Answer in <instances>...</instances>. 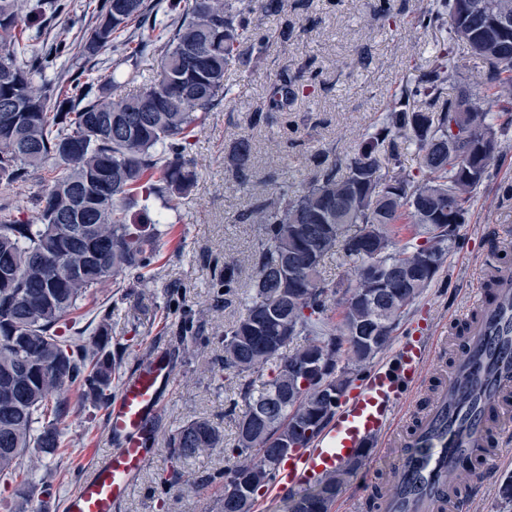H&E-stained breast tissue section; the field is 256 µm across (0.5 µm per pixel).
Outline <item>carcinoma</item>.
<instances>
[{
	"instance_id": "1",
	"label": "carcinoma",
	"mask_w": 512,
	"mask_h": 512,
	"mask_svg": "<svg viewBox=\"0 0 512 512\" xmlns=\"http://www.w3.org/2000/svg\"><path fill=\"white\" fill-rule=\"evenodd\" d=\"M473 2L479 8L465 14L459 0H437L418 21L446 28L453 44L482 61L489 95L463 91L441 99L458 76L453 50L442 45L433 67L402 87L397 106L357 150L316 153L305 183L279 189L246 214L262 229L256 271L241 315L224 326V371L240 379L245 410L230 448L220 427L204 418L172 434L168 486L184 483L180 463L222 447L235 463L217 478L253 490L222 496L218 512H253L289 448L315 439L436 280L458 229L448 212L468 214L496 158L500 114L512 112V36L495 29L499 18L512 19V0ZM285 3L97 0L80 39L38 49L32 29L19 26L25 0H0V184L19 187L49 163L59 169L35 199L36 217L0 204V476L16 480L15 496H32L34 461L59 455L67 391L75 386L84 402L105 408L121 366L112 352L111 312H103L89 344L82 333L59 328L107 283L119 288L130 274L155 279L159 226L168 219L160 211L136 223L130 211L145 212L156 198L173 211L190 197L195 129L226 101V74L241 61L240 43L257 54L267 47L251 14L277 13ZM67 7L66 0H38L32 11L49 19ZM149 19L163 38L149 86L111 98L117 85L138 81L137 69L119 71L126 57L112 63L106 79L86 68L63 78L67 64L97 59L118 47L121 32ZM304 77L302 67L282 70L269 108L287 107ZM404 143L417 148L414 173L401 165ZM251 153V141L241 138L224 162L242 174ZM71 214L73 223L55 222ZM402 220L422 242L397 244ZM425 251L436 264L429 278L418 272ZM336 253L354 282L323 276L325 258ZM370 262L392 270L397 283L373 287L365 275ZM364 461H349L292 498L288 512H332ZM477 469L468 462L448 474L454 495Z\"/></svg>"
}]
</instances>
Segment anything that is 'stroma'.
Returning a JSON list of instances; mask_svg holds the SVG:
<instances>
[{"instance_id": "obj_1", "label": "stroma", "mask_w": 512, "mask_h": 512, "mask_svg": "<svg viewBox=\"0 0 512 512\" xmlns=\"http://www.w3.org/2000/svg\"><path fill=\"white\" fill-rule=\"evenodd\" d=\"M69 12L44 22V39L75 38L91 23L89 0H69ZM430 0H391L397 22L383 26L370 21L377 0H288L276 14L256 13L254 26L267 34L262 57L249 68H231L226 102L208 116L194 139L192 159L198 181L183 200L175 223L166 225L160 241V270L156 281L127 280V293L100 288L84 301L72 330L91 337L102 310L112 312V347L123 350L121 373H129L157 351L171 353L183 318H190L202 348L173 356L174 380L158 414L157 453L137 475L115 512H216L223 493L219 483H201V476L226 469L230 461L213 449L183 465L193 487L168 488L170 463L166 439L187 420L206 417L233 444L234 418L227 413L238 381L224 371V327L243 310L255 271L259 225L245 215L271 196L279 185L299 184L309 174L310 158L320 148L343 155L355 149L367 130L391 109L395 95L431 69L434 48L446 41L447 30H423L416 24ZM305 65L316 85L290 105L288 111L268 107L274 82L286 66ZM242 137L252 143L247 178L226 167L224 155ZM512 121L501 120L498 153L487 178L474 192L469 213L458 229L437 281L410 306L395 331L404 336L427 326L430 335L448 333V321L460 315L471 297L482 258L504 255L512 267ZM237 263L239 283L232 295L214 288L224 277L225 261ZM70 409L63 421L64 446L51 468H36L37 492L51 496V512H62L66 496L90 472L93 460L86 449L110 450L107 411L83 403L76 390L68 392ZM401 455L393 447L372 449L366 462L374 479L357 474L344 486L334 512H355L357 500L369 499L382 488L388 470ZM492 465L479 481L480 494L468 497L462 512H512V503L499 495L512 475V440L497 446Z\"/></svg>"}]
</instances>
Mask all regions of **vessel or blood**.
I'll return each mask as SVG.
<instances>
[{"instance_id":"1","label":"vessel or blood","mask_w":512,"mask_h":512,"mask_svg":"<svg viewBox=\"0 0 512 512\" xmlns=\"http://www.w3.org/2000/svg\"><path fill=\"white\" fill-rule=\"evenodd\" d=\"M461 324V352L413 427L396 436V413L436 352L426 336L402 337L389 362L351 389L330 423L307 447L292 451L275 472L270 496L312 486L363 449L399 437L403 453L392 468L393 489L378 512H446L448 474L457 459L484 451L495 436L512 437V270L484 260ZM174 379L165 353L143 361L123 379L108 407L113 448L69 494L64 512H113L157 439L154 423Z\"/></svg>"}]
</instances>
